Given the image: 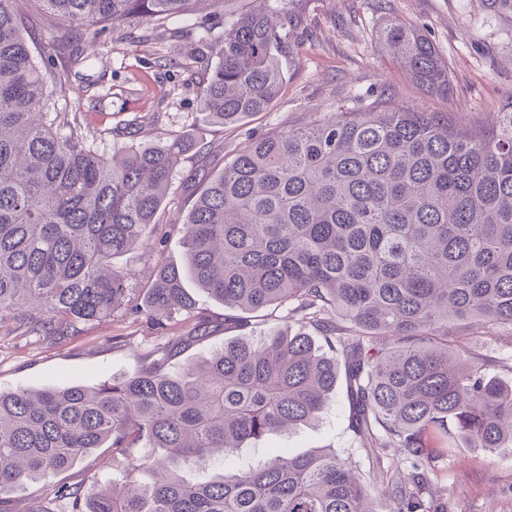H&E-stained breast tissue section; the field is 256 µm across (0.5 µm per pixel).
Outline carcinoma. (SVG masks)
Here are the masks:
<instances>
[{
	"label": "carcinoma",
	"mask_w": 512,
	"mask_h": 512,
	"mask_svg": "<svg viewBox=\"0 0 512 512\" xmlns=\"http://www.w3.org/2000/svg\"><path fill=\"white\" fill-rule=\"evenodd\" d=\"M33 2L68 22L67 65L52 78L66 90L115 23L183 16L201 0ZM290 23L288 7L261 3L224 28L199 89L212 122L276 101ZM25 25L19 0H0V324L58 343L132 309L128 274L112 261L158 233L182 146L107 155L87 143L77 119L49 112ZM381 38L416 82L448 97V64L423 33L392 20ZM180 223L184 263L161 267L142 313L159 325L186 316L187 335L97 387L0 391V492L109 448L126 468L89 508L81 488L51 484L69 512H379L382 498L387 512H436L423 491L437 461L461 443L512 447V384L448 344L450 320L512 331V98L489 128L386 97L261 138ZM190 281L245 312L281 309L304 331L228 341L173 374L166 361L212 331ZM341 376L349 427L380 450L375 472L334 449L270 448L230 473L180 476L317 421ZM144 469L165 477L136 482Z\"/></svg>",
	"instance_id": "obj_1"
}]
</instances>
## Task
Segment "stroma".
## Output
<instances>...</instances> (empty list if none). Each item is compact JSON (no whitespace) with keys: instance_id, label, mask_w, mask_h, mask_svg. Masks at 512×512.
<instances>
[{"instance_id":"35a3bbf8","label":"stroma","mask_w":512,"mask_h":512,"mask_svg":"<svg viewBox=\"0 0 512 512\" xmlns=\"http://www.w3.org/2000/svg\"><path fill=\"white\" fill-rule=\"evenodd\" d=\"M254 6L255 0H224V16L217 21L200 10L178 19L118 25L113 35L100 37L93 62L80 67L79 77L56 100L57 111L76 112L87 142L108 152L132 141L146 146L191 142L157 213L158 234L115 261L128 274L133 300L141 299L161 264L183 262L179 218L191 209L206 180L259 138L339 108L363 111L382 94L486 125L495 123L502 103L512 98V0H288L293 24L279 56L286 81L278 99L270 110L235 124L207 122L199 98L204 69L195 56L216 60L215 44L223 39L225 26ZM26 10L28 40L38 62L49 72L61 68L66 58L53 36L62 20L31 4ZM390 20L420 30L433 42L448 65L447 98L428 95L381 40L380 31ZM131 123L136 126L132 138L126 134ZM196 299L215 324L214 336L185 348L170 364L174 371L211 355L225 340L242 334L256 338L285 326L277 312L262 309L245 316L204 293ZM244 316L249 326L235 328V320ZM188 329L185 320L158 326L142 314L122 315L87 324L76 336L50 345L1 328L0 390L109 381L128 374ZM448 338L466 342L471 356L487 360L489 373L512 381V332L473 320L449 323ZM272 445L297 454L333 448L350 453L365 470L375 462L374 449L349 428L342 382L317 422L267 437L245 454L259 458ZM123 465V459L101 448L59 479L92 495L111 487L113 473ZM435 496L442 512H512V448L493 454L453 449L442 463Z\"/></svg>"}]
</instances>
